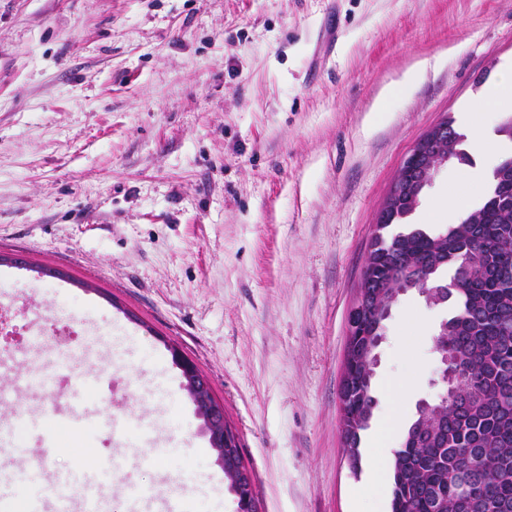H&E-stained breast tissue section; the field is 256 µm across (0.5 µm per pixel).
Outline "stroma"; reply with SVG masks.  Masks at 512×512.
Here are the masks:
<instances>
[{"mask_svg":"<svg viewBox=\"0 0 512 512\" xmlns=\"http://www.w3.org/2000/svg\"><path fill=\"white\" fill-rule=\"evenodd\" d=\"M420 67L408 92L386 99ZM512 68V0H0V409L21 467L108 463V512L151 489L150 512H235L170 346L211 382L261 512H371L338 398L347 316L393 179L442 118L461 119ZM442 166L438 200L478 206L512 140ZM449 308L409 290L376 348L360 451L398 449L439 400L434 342ZM74 322L76 352L51 350ZM100 368L74 391L71 380ZM47 376L48 389L23 390ZM119 422L76 425L59 451L17 415L72 393ZM398 417L378 435L382 419Z\"/></svg>","mask_w":512,"mask_h":512,"instance_id":"1","label":"stroma"}]
</instances>
